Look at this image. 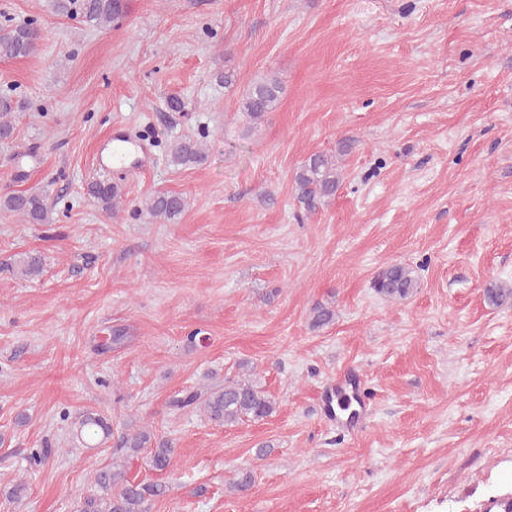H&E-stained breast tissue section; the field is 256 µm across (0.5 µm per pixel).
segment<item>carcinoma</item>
I'll list each match as a JSON object with an SVG mask.
<instances>
[{"mask_svg": "<svg viewBox=\"0 0 512 512\" xmlns=\"http://www.w3.org/2000/svg\"><path fill=\"white\" fill-rule=\"evenodd\" d=\"M54 12L70 17H80L88 23L106 26L117 21L124 13L123 0H52ZM41 41V29L32 19L24 25L0 33V59H17L34 55ZM282 87L278 79L266 77L254 82L243 95L240 111L258 122L273 111L279 101ZM13 112L11 97L0 96V138L13 132L10 115ZM352 140L344 138L337 143L336 154L314 153L298 167L294 175L295 198L306 212H315L336 195L343 180L339 160L347 154ZM205 159L199 142L184 139L170 147V161L175 167L200 163ZM88 195L106 211H113L121 198V187L95 181L87 186ZM186 207V199L175 193L154 194L147 197L143 208L153 217L172 220ZM0 209L22 215L31 224H42L48 217V204L44 197L27 191L0 198ZM42 259L29 256L17 267L20 275L30 277L40 273ZM418 287L414 270L405 264H391L381 268L372 280V288L387 300L405 299ZM485 299L492 306L512 302V287L494 284L485 289ZM335 310L317 303L311 309V324L320 328L333 322ZM172 407L199 411L218 425L236 424L264 419L275 411V401L255 380L224 377V384L201 391H187L173 399ZM80 437L89 445L98 437H108L107 420L94 412H87L78 420ZM121 444L137 454L146 449L149 465L156 472L169 469L175 448L167 439H157L148 431L128 433ZM94 492L86 496L77 512H147L150 501L166 494L168 487L162 481H143L129 476L121 464L105 465L93 475Z\"/></svg>", "mask_w": 512, "mask_h": 512, "instance_id": "obj_1", "label": "carcinoma"}]
</instances>
